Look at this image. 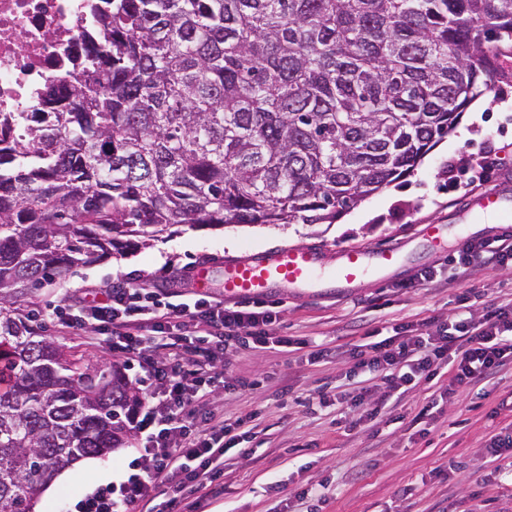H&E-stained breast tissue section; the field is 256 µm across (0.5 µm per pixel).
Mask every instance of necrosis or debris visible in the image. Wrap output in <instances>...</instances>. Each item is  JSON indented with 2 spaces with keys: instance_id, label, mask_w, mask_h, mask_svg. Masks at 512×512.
<instances>
[{
  "instance_id": "4bbe7bcc",
  "label": "necrosis or debris",
  "mask_w": 512,
  "mask_h": 512,
  "mask_svg": "<svg viewBox=\"0 0 512 512\" xmlns=\"http://www.w3.org/2000/svg\"><path fill=\"white\" fill-rule=\"evenodd\" d=\"M87 0H0V112H48L47 87L81 72Z\"/></svg>"
}]
</instances>
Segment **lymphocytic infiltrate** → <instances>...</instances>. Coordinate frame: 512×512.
Listing matches in <instances>:
<instances>
[{"label": "lymphocytic infiltrate", "instance_id": "obj_1", "mask_svg": "<svg viewBox=\"0 0 512 512\" xmlns=\"http://www.w3.org/2000/svg\"><path fill=\"white\" fill-rule=\"evenodd\" d=\"M50 319L65 332L94 326L113 355L137 362V379L148 386L134 415L145 444L130 462L129 475L80 500L76 512H137L142 502L160 495L169 512H184L187 494L219 477L222 443L235 429L204 409L222 384L225 350L246 342L262 347L273 339L284 347L292 343L273 337L271 310L227 307L205 297L174 300L137 286L76 289L53 307ZM149 346L166 350V357L144 356ZM510 359L512 301L478 318L460 314L453 326L432 334L401 324L396 335L352 352L348 374L366 370L389 392L406 393L445 371L453 393L490 377Z\"/></svg>", "mask_w": 512, "mask_h": 512}]
</instances>
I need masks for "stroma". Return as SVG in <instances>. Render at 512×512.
Listing matches in <instances>:
<instances>
[{
	"mask_svg": "<svg viewBox=\"0 0 512 512\" xmlns=\"http://www.w3.org/2000/svg\"><path fill=\"white\" fill-rule=\"evenodd\" d=\"M467 106L448 137L417 168L341 214L331 224H227L175 227L170 236L122 255L78 268L65 282L43 288L41 305L57 302L63 288H112L147 283L165 292L192 294L184 271L204 258L249 249L317 244L334 252L403 246L408 260L386 278L366 275L349 294L277 296L273 333L301 340L300 349L229 348L222 367L226 388L205 409L233 419L258 411L237 448L225 449L222 476L188 496L192 512H512V467L494 469L485 450L494 436L512 433V368L476 386L448 393V376L421 383L376 422L350 427L332 402L337 390L354 388L347 357L379 329L393 335L411 322L424 331L453 321L460 301L473 316L512 299V268L489 264L458 268L462 240L495 244L505 224H473L462 216L483 187L470 178L468 156L492 154L491 186L512 187V61L492 77V90ZM444 227V252H427L418 231ZM435 280L414 285L422 270ZM328 352L307 361L309 343ZM329 395L319 404L320 395ZM432 401L428 416L418 412ZM144 442L79 461L59 472L38 498L35 512H71L97 485L121 480ZM281 480L280 491L270 488ZM319 486L318 495L293 497L294 488Z\"/></svg>",
	"mask_w": 512,
	"mask_h": 512,
	"instance_id": "1",
	"label": "stroma"
}]
</instances>
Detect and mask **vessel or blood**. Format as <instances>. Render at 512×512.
I'll list each match as a JSON object with an SVG mask.
<instances>
[{
	"mask_svg": "<svg viewBox=\"0 0 512 512\" xmlns=\"http://www.w3.org/2000/svg\"><path fill=\"white\" fill-rule=\"evenodd\" d=\"M465 213L470 222L512 216V190L495 187L469 199ZM399 247L387 245L375 253L342 249L334 256L329 275H321L323 251L315 246L247 250L218 261H203L189 275L198 292L211 288L215 274H222L224 297L256 300L280 290L296 289L308 294H333L357 287L368 272L385 271L399 263Z\"/></svg>",
	"mask_w": 512,
	"mask_h": 512,
	"instance_id": "b4317fda",
	"label": "vessel or blood"
}]
</instances>
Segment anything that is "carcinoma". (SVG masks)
Returning a JSON list of instances; mask_svg holds the SVG:
<instances>
[{"mask_svg": "<svg viewBox=\"0 0 512 512\" xmlns=\"http://www.w3.org/2000/svg\"><path fill=\"white\" fill-rule=\"evenodd\" d=\"M61 112L0 113V512L121 448L139 391L40 290L182 224H325L491 90L512 0H104Z\"/></svg>", "mask_w": 512, "mask_h": 512, "instance_id": "obj_1", "label": "carcinoma"}]
</instances>
